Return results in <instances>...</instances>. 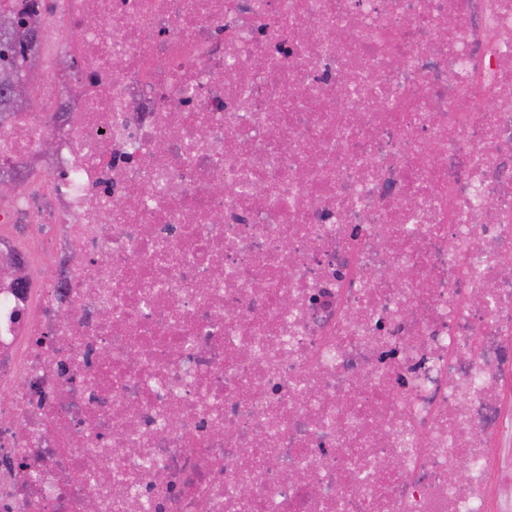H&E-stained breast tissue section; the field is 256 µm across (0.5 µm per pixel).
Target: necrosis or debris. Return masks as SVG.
Segmentation results:
<instances>
[{"instance_id": "necrosis-or-debris-1", "label": "necrosis or debris", "mask_w": 512, "mask_h": 512, "mask_svg": "<svg viewBox=\"0 0 512 512\" xmlns=\"http://www.w3.org/2000/svg\"><path fill=\"white\" fill-rule=\"evenodd\" d=\"M1 11L0 512H512V0ZM2 20L0 22V28H1V35H0V61L2 64V60L6 57V53L10 56V66L9 69H5L1 67V70H7L12 72L15 77L18 79V81L14 84V90L15 92L20 96H25V86L21 82L20 75L21 73V66L16 65V59L22 56V47H24V42L22 40H17L14 31H5L2 27ZM20 74V75H19ZM21 80V81H20Z\"/></svg>"}]
</instances>
